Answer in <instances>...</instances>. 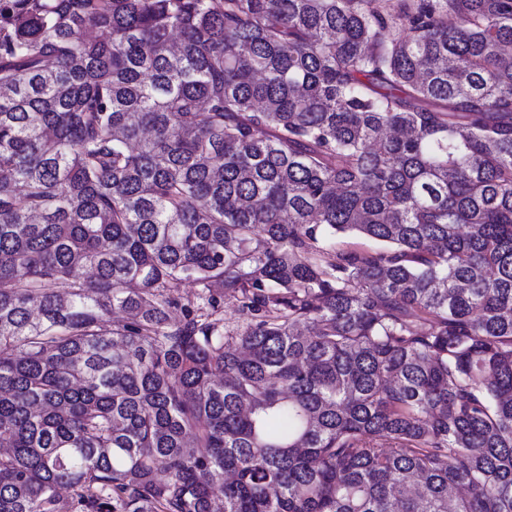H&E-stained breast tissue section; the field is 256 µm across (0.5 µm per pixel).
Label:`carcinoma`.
Listing matches in <instances>:
<instances>
[{
	"mask_svg": "<svg viewBox=\"0 0 512 512\" xmlns=\"http://www.w3.org/2000/svg\"><path fill=\"white\" fill-rule=\"evenodd\" d=\"M511 46L512 0H0V512H512Z\"/></svg>",
	"mask_w": 512,
	"mask_h": 512,
	"instance_id": "cac0c4a2",
	"label": "carcinoma"
}]
</instances>
